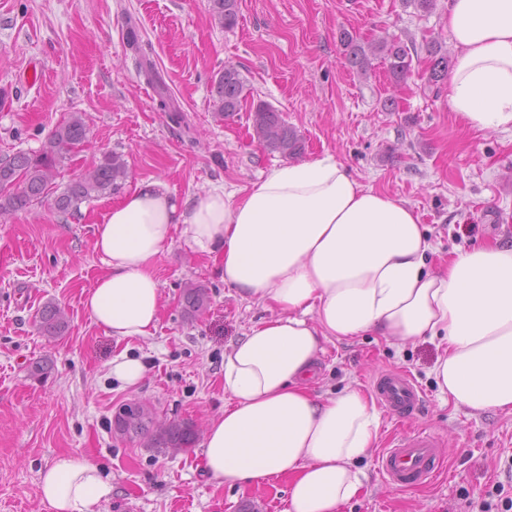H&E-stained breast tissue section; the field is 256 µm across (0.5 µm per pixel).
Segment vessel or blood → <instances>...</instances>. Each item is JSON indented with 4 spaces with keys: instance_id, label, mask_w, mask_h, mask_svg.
Segmentation results:
<instances>
[{
    "instance_id": "obj_1",
    "label": "vessel or blood",
    "mask_w": 512,
    "mask_h": 512,
    "mask_svg": "<svg viewBox=\"0 0 512 512\" xmlns=\"http://www.w3.org/2000/svg\"><path fill=\"white\" fill-rule=\"evenodd\" d=\"M372 389L381 406L401 421L412 419L423 405L419 386L400 370L378 373L372 379ZM443 461L437 438L419 431L392 439L379 456V469L388 484L421 489L434 483Z\"/></svg>"
}]
</instances>
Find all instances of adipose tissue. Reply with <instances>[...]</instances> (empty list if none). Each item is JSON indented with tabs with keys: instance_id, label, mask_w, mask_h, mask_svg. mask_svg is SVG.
I'll return each mask as SVG.
<instances>
[{
	"instance_id": "adipose-tissue-1",
	"label": "adipose tissue",
	"mask_w": 512,
	"mask_h": 512,
	"mask_svg": "<svg viewBox=\"0 0 512 512\" xmlns=\"http://www.w3.org/2000/svg\"><path fill=\"white\" fill-rule=\"evenodd\" d=\"M446 7L452 112L475 129L512 127V0ZM176 242L219 262L240 299L278 311L224 354L230 400L202 448L214 480L287 478V512H339L360 494L359 464L379 441L380 416L357 387L311 392L332 339L439 338L440 393L512 414V245L456 251L429 271L435 248L414 210L329 157L281 164L241 193L217 186L180 199L142 180L94 229L105 271L83 294L92 322L120 340L152 335L161 312L154 260ZM39 490L51 512H98L112 485L98 465L61 455L41 471Z\"/></svg>"
}]
</instances>
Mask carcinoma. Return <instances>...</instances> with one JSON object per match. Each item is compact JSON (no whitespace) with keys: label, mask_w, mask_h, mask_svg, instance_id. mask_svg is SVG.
<instances>
[{"label":"carcinoma","mask_w":512,"mask_h":512,"mask_svg":"<svg viewBox=\"0 0 512 512\" xmlns=\"http://www.w3.org/2000/svg\"><path fill=\"white\" fill-rule=\"evenodd\" d=\"M211 19L230 29L237 24L238 0H208ZM340 42L348 63L365 74L373 67V60L381 57L388 63V71L395 82L404 81L412 65V55L403 44L386 37L371 47L359 41L351 33L340 34ZM127 45L142 60V73L146 81L162 86V81L144 51L135 25L127 32ZM431 66L427 82L438 85L448 79L450 61L437 42L427 44ZM244 84L240 72L233 66L224 67L214 81L213 107L217 117L229 120L240 111ZM249 120L255 138L266 149L282 157L295 158L305 149L300 134L283 118L282 112L265 101L252 105ZM89 125L85 115L72 112L50 135L43 151L35 156L19 152L0 162V215L26 209L48 198L51 186L60 176L64 162L71 159L86 142ZM128 177V164L117 152H105L93 168L80 174L64 186L51 199L50 205L58 212L67 213L82 203L118 192ZM183 310L189 317H196L207 308L209 297L204 285L189 282L182 291ZM39 330L48 337L63 335L68 322L64 311L51 303L39 315ZM112 430L115 434L146 441L152 448H171L175 451L191 447L195 439L194 426L187 422H172L162 429L154 428L153 412L144 403H127L114 414Z\"/></svg>","instance_id":"carcinoma-1"}]
</instances>
